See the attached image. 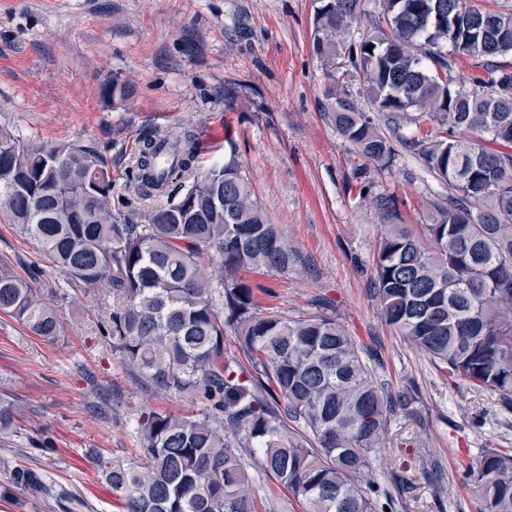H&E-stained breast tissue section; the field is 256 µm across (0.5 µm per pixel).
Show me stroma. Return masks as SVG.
I'll list each match as a JSON object with an SVG mask.
<instances>
[{
  "instance_id": "35a3bbf8",
  "label": "stroma",
  "mask_w": 512,
  "mask_h": 512,
  "mask_svg": "<svg viewBox=\"0 0 512 512\" xmlns=\"http://www.w3.org/2000/svg\"><path fill=\"white\" fill-rule=\"evenodd\" d=\"M314 0H0V129L33 142L95 147L112 171V204L129 222L150 206L125 189L131 156L158 127L202 133L200 166L236 154L257 204L299 257L285 271L249 275L260 312L312 314L324 302L348 334L377 352L382 382L413 378L421 420H392L375 456L386 476L398 451L419 450L399 512H478L458 471L480 448H512V412L485 393L464 400L380 319L372 268L384 218L380 196H396L403 224L421 232L448 185L396 146L391 165L368 162L322 110L327 67L312 46ZM120 77L131 95L103 100ZM233 91L225 101V91ZM367 192H360V184ZM50 296L64 278L31 240L0 219V267ZM103 291L56 304L54 338L0 313V398L13 433L0 442V512H116L95 458H139L143 408L189 415L186 395L147 390L101 336ZM486 424L472 426L475 414ZM43 472L53 490L36 496L10 479ZM259 512H302L276 481L250 467Z\"/></svg>"
}]
</instances>
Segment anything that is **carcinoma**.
I'll use <instances>...</instances> for the list:
<instances>
[{"label": "carcinoma", "instance_id": "carcinoma-1", "mask_svg": "<svg viewBox=\"0 0 512 512\" xmlns=\"http://www.w3.org/2000/svg\"><path fill=\"white\" fill-rule=\"evenodd\" d=\"M358 5L315 0L312 44L330 68L328 119L369 162L390 163L392 141L340 81L362 75L376 110L394 131L413 126L401 142L451 190L423 227L425 243L399 223L394 199H376L386 220L372 276L381 319L457 394L491 393L512 408V94L498 89L512 82V13L471 0H386L384 24L348 42ZM475 21L483 72L456 78L459 41ZM129 95L117 76L102 88L108 101ZM202 149L193 125L142 139L131 161L134 192L167 197L144 231L114 213L112 171L93 148L0 130V217L64 277L55 298L105 288L115 307L103 331L112 353L148 389L204 400L190 416L141 411V458L95 464L123 512H258L246 448L303 512H393L415 450L399 449L390 488L372 457L386 447L392 418H418V386L385 388L372 354L325 311H256L243 273L285 271L295 255L252 199L235 152L202 172ZM0 313L55 337L52 306L6 269ZM229 330L254 375L224 356ZM461 474L480 512H512L511 449L484 448ZM12 480L44 488L22 467Z\"/></svg>", "mask_w": 512, "mask_h": 512}]
</instances>
